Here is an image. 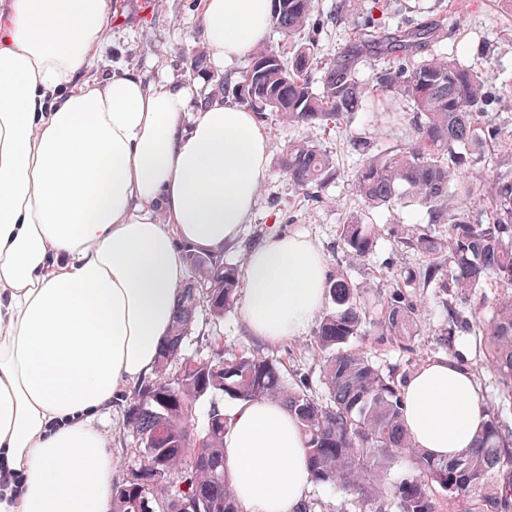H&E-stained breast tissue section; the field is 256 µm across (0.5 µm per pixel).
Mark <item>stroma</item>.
<instances>
[{
	"mask_svg": "<svg viewBox=\"0 0 512 512\" xmlns=\"http://www.w3.org/2000/svg\"><path fill=\"white\" fill-rule=\"evenodd\" d=\"M346 9L341 23L328 25L317 36L325 59H332L340 48L354 41L367 17L376 18L389 30L440 20L442 31L431 46L432 53L456 57L463 65L482 72L489 94L487 110L499 138L512 140V10L502 6L500 0H349ZM110 22L111 39L95 57L99 71L131 65L149 81L172 75L195 82L198 97L204 98L212 94L221 77L241 72L248 65L244 58L228 67L208 60L199 73L184 71L183 58L205 51L196 37L197 0H115ZM266 126L272 157H279L288 140L308 139L332 157L338 175L309 195L296 188L278 167H271L260 188L252 222L245 225L235 247L225 251V259L242 261L246 250L261 244L269 234L280 232L314 242L326 258L329 273L347 272L351 281L364 290L368 301L387 296L396 281L407 280V292L420 307L423 327L411 345L379 338L368 327L352 337L349 345L365 349L383 373L399 377L410 375L426 360L441 356L434 331L444 324L446 312L433 289L418 285L427 259L401 246L397 239L413 226L427 225L437 234L442 233V226L429 224L426 210L410 202L397 211L372 215L376 238L365 262L349 264L339 240L340 224L361 207L351 184L362 158L361 137H369L374 152L393 147L403 142L408 123H400L383 135L372 112L363 111L350 123L331 129L319 123L285 127L273 117ZM184 349L198 359L254 351L281 361L288 375L307 378L313 390L322 388L321 353L311 328L298 338L272 345L250 336L239 310L218 320L202 311L191 326ZM106 430L119 459V473L127 475L136 464V440L125 423L124 402L113 406Z\"/></svg>",
	"mask_w": 512,
	"mask_h": 512,
	"instance_id": "1",
	"label": "stroma"
}]
</instances>
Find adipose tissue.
<instances>
[{"label": "adipose tissue", "mask_w": 512, "mask_h": 512, "mask_svg": "<svg viewBox=\"0 0 512 512\" xmlns=\"http://www.w3.org/2000/svg\"><path fill=\"white\" fill-rule=\"evenodd\" d=\"M274 0H201L215 64L265 44ZM112 0H9L0 11V512H110L118 470L103 426L154 376L186 250L220 254L250 223L269 174L257 114L135 71L90 78ZM326 262L274 233L244 262L240 312L269 343L301 336ZM416 447L451 456L485 420L473 373L445 357L401 387ZM224 471L242 512H297L306 445L277 400L224 408Z\"/></svg>", "instance_id": "adipose-tissue-1"}]
</instances>
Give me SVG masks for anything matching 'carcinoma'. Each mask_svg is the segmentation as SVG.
<instances>
[{"mask_svg":"<svg viewBox=\"0 0 512 512\" xmlns=\"http://www.w3.org/2000/svg\"><path fill=\"white\" fill-rule=\"evenodd\" d=\"M277 2L275 25L288 49L253 48L240 75L218 82L224 98L262 121L270 112L293 126L340 125L368 107L393 118L402 101L413 110L408 141L364 153L353 174V190L365 210L340 226L348 257L364 262L373 252L369 211L393 210L411 200L427 209L429 223L444 226L439 237L418 227L400 237L402 246L428 258L423 279L435 284L437 294L446 296L450 288L466 294L488 280L512 288V174L486 185L463 176L474 149L500 146L482 73L453 57L419 56L439 37L434 22L387 33L369 23L350 52L328 63L313 32L341 20L343 11L325 16L314 0ZM367 52L392 59L370 86L356 78L358 60ZM320 67L328 76L315 90L312 74ZM278 167L304 191L336 175L332 158L304 140L288 141ZM479 198L485 205L478 210ZM189 263L193 279L182 289L157 375L127 401L126 426L139 443L138 457L130 475L112 486V512H182L194 496L197 512H242L224 475L223 404L211 402L201 426L186 433L198 402L215 394L234 401L280 400L305 437L312 481L350 491L370 512H441V493L449 512H512V428L503 421V412L512 411V291L494 303L489 327L482 306L466 314L450 307L448 322L436 332L446 349L448 337L458 332L478 337L499 387L498 405L487 409L475 442L442 459L412 446L403 424L401 381L382 373L367 352L344 348L367 324L403 344L419 335L418 309L401 284L372 310L363 290L344 275L327 281L335 308L316 332L324 353L319 398L306 379L289 381L283 365L267 357L242 351L202 360L185 354L184 340L199 308L215 319L234 309L241 272L237 264L196 253L189 254ZM173 363L180 371L171 378L167 368ZM400 455L413 459L414 473L380 491L381 469Z\"/></svg>","mask_w":512,"mask_h":512,"instance_id":"1","label":"carcinoma"}]
</instances>
